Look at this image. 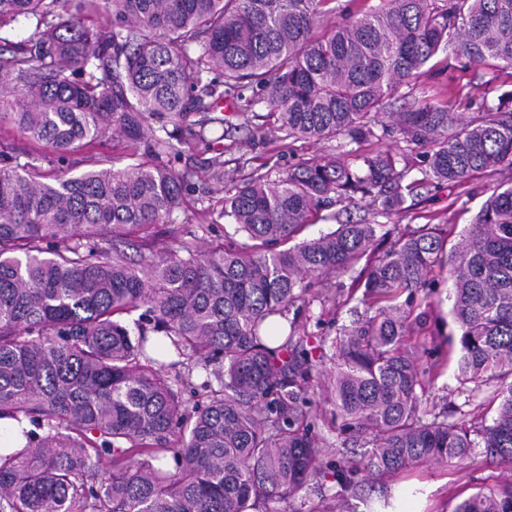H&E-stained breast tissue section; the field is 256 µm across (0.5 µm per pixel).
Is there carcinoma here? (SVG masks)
<instances>
[{
    "label": "carcinoma",
    "instance_id": "carcinoma-1",
    "mask_svg": "<svg viewBox=\"0 0 512 512\" xmlns=\"http://www.w3.org/2000/svg\"><path fill=\"white\" fill-rule=\"evenodd\" d=\"M331 0H0V29L35 19L33 35L0 52V123L59 161L112 132L142 156L77 175L32 158L0 167V421L25 443L0 455V512H259L321 474L325 446L300 396L312 365L297 320L276 346L268 325L306 302L307 279L364 264L353 280L375 315L336 330L325 391L363 451L336 463L338 484L448 462L483 446L512 464V179L468 230L423 224L392 237L385 224L340 220L291 244L313 212L341 203L405 211V153L316 156L278 179L233 185L224 215L251 244L181 240L137 263L151 228L170 220L190 181L175 168L201 143L224 191V151L206 137L228 101L244 121L266 103L288 137L362 144L374 128L424 147L425 176L450 187L512 170V94L470 116L423 100H386L441 49L512 70V0H380L342 22ZM100 11L105 25L80 18ZM323 33L315 34V29ZM21 90L9 86L10 80ZM173 129H168L167 124ZM451 264L457 379L498 384L490 423L471 438L442 412L427 418L423 368L405 345L411 307ZM144 309L131 328L124 316ZM177 360H171V357ZM201 368L206 403L188 409L169 384ZM454 512H512V480L480 489Z\"/></svg>",
    "mask_w": 512,
    "mask_h": 512
}]
</instances>
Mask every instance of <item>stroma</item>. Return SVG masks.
Masks as SVG:
<instances>
[{"label": "stroma", "mask_w": 512, "mask_h": 512, "mask_svg": "<svg viewBox=\"0 0 512 512\" xmlns=\"http://www.w3.org/2000/svg\"><path fill=\"white\" fill-rule=\"evenodd\" d=\"M511 92L512 70L494 71L443 51L432 59L430 70L414 88H399L386 109L402 112L415 100L426 96L448 111L469 115L496 106L500 98ZM224 117L232 125L230 133H223L216 127L209 136L222 138L224 170L239 181L256 172L274 178L290 167L336 149L332 141L314 143L288 138L278 130L269 108L263 103L255 106L249 124H242L240 117L229 108L225 109ZM208 156L204 147L184 146L177 167L189 172L191 189L171 222L154 226L152 235L156 248L176 244L190 233L195 234L197 243L201 244L223 237L225 231L230 230L228 219L222 215L224 195L213 191L207 177L205 161ZM408 178L419 181L420 186L408 196L407 209L402 214L387 219L374 214L371 208L351 206L347 209L348 215L354 220L363 219L373 224L388 220L404 228L440 224L450 228V236L455 239L472 224L488 196V185L512 179V172L487 171L458 188L435 186L432 181L422 180L416 169ZM435 275L439 280L438 291L422 301L420 308L426 317L423 322L414 324L407 339L408 348L423 364L430 363L436 355L447 350L448 335L453 328L449 317V272L439 268ZM352 279V274H344L343 289L332 290L330 294L314 299L298 315L297 339L313 366V379L306 395L312 401L314 432L324 439L326 451L319 478L309 482L294 497L273 504V512H379L381 500L390 496L402 499L410 488L417 492L410 504L412 512H453L459 496L492 488L511 479L512 468L486 457L483 448L477 447L469 459L460 463H421L398 477L362 476L355 491L346 493L341 490L332 468L343 456L358 450L359 445L349 432L342 430L340 421L335 420L320 383L324 374L334 366L336 350L332 340L337 325L350 323L352 309L360 305L359 297L350 296L347 289ZM495 395L494 387L476 389L472 384L460 383L451 367L427 388L429 406L447 409L449 420L469 426L479 423Z\"/></svg>", "instance_id": "stroma-1"}]
</instances>
